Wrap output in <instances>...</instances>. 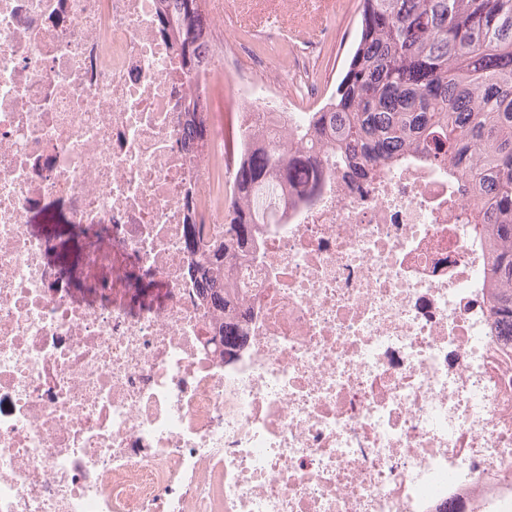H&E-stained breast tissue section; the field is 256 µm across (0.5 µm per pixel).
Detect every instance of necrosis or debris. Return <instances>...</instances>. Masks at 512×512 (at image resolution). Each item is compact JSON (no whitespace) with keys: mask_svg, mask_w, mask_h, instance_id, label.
I'll use <instances>...</instances> for the list:
<instances>
[{"mask_svg":"<svg viewBox=\"0 0 512 512\" xmlns=\"http://www.w3.org/2000/svg\"><path fill=\"white\" fill-rule=\"evenodd\" d=\"M159 0H0V512H512V331L489 312L481 195L450 161L320 169L235 269L242 336L190 273L186 183L224 221L230 81L253 132L307 113L282 73L207 46L188 81ZM103 229L60 284L31 231ZM159 287L144 302L127 277ZM213 110L223 112L224 114H234L238 112V103L235 101L231 86L224 81V86L218 87L210 101L208 102ZM207 101L189 96L183 103V115L192 132L196 133L198 144L202 147L207 137ZM200 142V143H199Z\"/></svg>","mask_w":512,"mask_h":512,"instance_id":"obj_1","label":"necrosis or debris"}]
</instances>
